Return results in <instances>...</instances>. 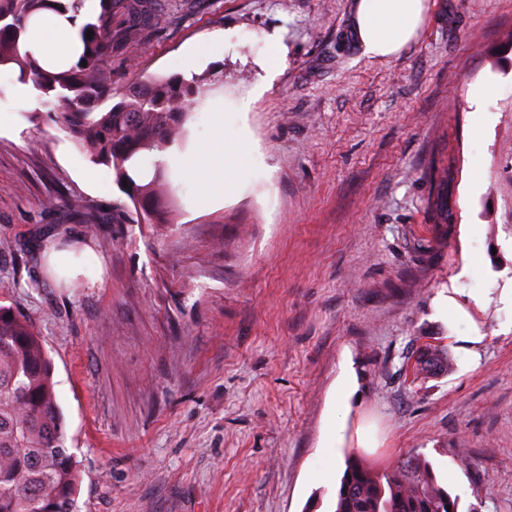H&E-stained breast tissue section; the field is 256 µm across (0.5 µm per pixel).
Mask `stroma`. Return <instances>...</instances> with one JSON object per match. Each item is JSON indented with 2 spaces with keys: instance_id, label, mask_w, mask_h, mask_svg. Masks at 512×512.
<instances>
[{
  "instance_id": "obj_1",
  "label": "stroma",
  "mask_w": 512,
  "mask_h": 512,
  "mask_svg": "<svg viewBox=\"0 0 512 512\" xmlns=\"http://www.w3.org/2000/svg\"><path fill=\"white\" fill-rule=\"evenodd\" d=\"M169 2L112 65L208 76L185 144H248L222 202L175 169L172 223H103L127 198L64 132L0 126V303L52 359L78 512H333L349 456L411 453L460 512H512V313L470 308L473 365L435 310L512 286V0H428L388 58L358 46L353 0ZM50 242L94 254L52 274ZM425 344L452 369L416 377ZM346 365L379 447H332Z\"/></svg>"
}]
</instances>
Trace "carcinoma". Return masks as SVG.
Instances as JSON below:
<instances>
[{
	"label": "carcinoma",
	"instance_id": "carcinoma-1",
	"mask_svg": "<svg viewBox=\"0 0 512 512\" xmlns=\"http://www.w3.org/2000/svg\"><path fill=\"white\" fill-rule=\"evenodd\" d=\"M83 2L0 0V66H15L20 78L32 81L37 107L28 113L31 123H52L93 164L112 171L136 223L166 224L174 200L161 156L182 137L206 79L124 82L112 72V56L138 45L144 29L162 22L167 0H99L96 17L80 27L81 53L64 69L46 70L21 53L30 18L46 10L77 17ZM448 367V352L439 348H423L415 361L426 378ZM78 482L44 341L30 318L0 304V512H76ZM334 512H459V500L418 453L383 467L350 458Z\"/></svg>",
	"mask_w": 512,
	"mask_h": 512
}]
</instances>
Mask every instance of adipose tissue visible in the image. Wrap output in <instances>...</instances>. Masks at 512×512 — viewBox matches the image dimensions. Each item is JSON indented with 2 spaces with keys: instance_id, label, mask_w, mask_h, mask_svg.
<instances>
[{
  "instance_id": "1",
  "label": "adipose tissue",
  "mask_w": 512,
  "mask_h": 512,
  "mask_svg": "<svg viewBox=\"0 0 512 512\" xmlns=\"http://www.w3.org/2000/svg\"><path fill=\"white\" fill-rule=\"evenodd\" d=\"M426 0H356L353 32L364 55L385 58L399 54L413 42L425 21ZM80 22L70 15L50 11L41 13L28 23L22 50L36 58L45 68L74 61L81 50ZM241 151L240 144L224 143L216 138L199 145L194 154L172 153L171 159L200 182L203 203H211L215 189L230 181L228 162ZM497 305L512 311V287L500 289L495 296L463 294L451 288L438 293V313L450 314L473 305L485 308Z\"/></svg>"
}]
</instances>
